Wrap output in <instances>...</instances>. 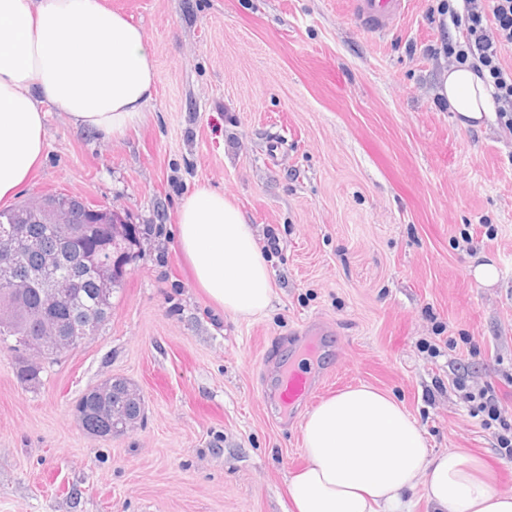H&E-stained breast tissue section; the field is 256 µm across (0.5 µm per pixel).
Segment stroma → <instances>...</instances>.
Listing matches in <instances>:
<instances>
[{
  "mask_svg": "<svg viewBox=\"0 0 512 512\" xmlns=\"http://www.w3.org/2000/svg\"><path fill=\"white\" fill-rule=\"evenodd\" d=\"M101 2L143 30L156 92L114 138L47 108L14 199L114 206L145 250L102 331L37 383L17 376L26 352L0 349V512H285L307 413L273 397L291 365L316 403L359 384L392 394L428 448L468 452L512 492V457L452 387L494 388L512 421V131L461 125L436 97V0H407L382 36L349 0ZM201 185L256 230L264 315L224 312L193 279L178 212ZM481 263L495 283L475 280ZM308 324L325 330L313 357ZM110 377L140 389L144 417L101 440L74 408Z\"/></svg>",
  "mask_w": 512,
  "mask_h": 512,
  "instance_id": "stroma-1",
  "label": "stroma"
}]
</instances>
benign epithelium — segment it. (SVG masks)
Masks as SVG:
<instances>
[{
  "instance_id": "obj_1",
  "label": "benign epithelium",
  "mask_w": 512,
  "mask_h": 512,
  "mask_svg": "<svg viewBox=\"0 0 512 512\" xmlns=\"http://www.w3.org/2000/svg\"><path fill=\"white\" fill-rule=\"evenodd\" d=\"M28 211L37 221L56 224L63 231L62 239L70 242L77 238L79 217L74 212L68 199L64 196L54 197V201L47 202L41 197L28 200ZM99 224L112 225V245L119 252L126 251V240L122 224L126 223L122 213L114 207L94 208ZM29 244L27 231L23 226H15L0 235V287L12 288L17 284L15 269L17 255ZM69 254L63 245L38 250L36 267L42 270L47 278L44 288L45 301L49 304L66 303L70 301L72 292L70 288L77 280L87 276L97 277L101 283H108L112 276V267L97 261L93 256H73L71 273L62 281L55 275V271L67 261ZM105 316L103 309L95 313L72 314L67 320H60L47 314V309H40L34 315L37 319L36 335L24 338L23 345L28 349H36L46 356H60L65 352L80 346L88 339L89 331L93 330L99 320ZM125 409H112V420L116 424L127 425L128 410L126 407L142 404L140 394L133 387L126 388L117 396Z\"/></svg>"
}]
</instances>
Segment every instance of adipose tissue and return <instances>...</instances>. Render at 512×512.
Returning a JSON list of instances; mask_svg holds the SVG:
<instances>
[{"label": "adipose tissue", "instance_id": "adipose-tissue-1", "mask_svg": "<svg viewBox=\"0 0 512 512\" xmlns=\"http://www.w3.org/2000/svg\"><path fill=\"white\" fill-rule=\"evenodd\" d=\"M155 86L143 31L101 0H0V201L41 162L44 104L114 136L139 122ZM492 91L466 64L444 70L437 88L466 124L491 116ZM177 237L215 304L237 317L268 311L271 273L234 202L197 187ZM303 443L305 463L286 480L290 512H408L417 492L434 512H512V494L479 479L475 457L432 452L404 407L366 385L309 411Z\"/></svg>", "mask_w": 512, "mask_h": 512}]
</instances>
